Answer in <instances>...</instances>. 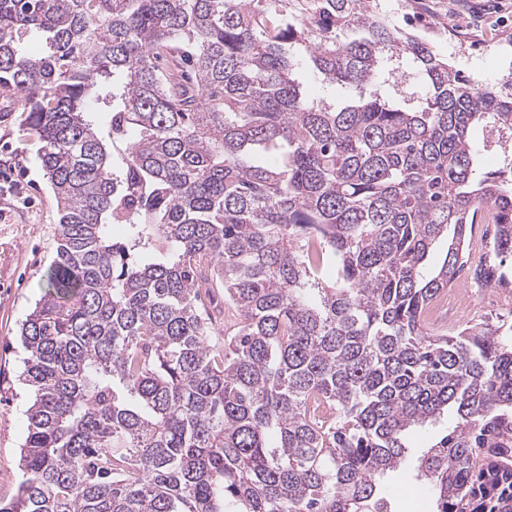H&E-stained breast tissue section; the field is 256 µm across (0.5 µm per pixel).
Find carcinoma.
Listing matches in <instances>:
<instances>
[{
  "mask_svg": "<svg viewBox=\"0 0 512 512\" xmlns=\"http://www.w3.org/2000/svg\"><path fill=\"white\" fill-rule=\"evenodd\" d=\"M372 2L0 0V91L61 212L0 512H389L407 432L445 409L434 512H512V310L425 328L465 270L512 287V162L477 179L471 142L512 131V94ZM306 64L339 95L309 99Z\"/></svg>",
  "mask_w": 512,
  "mask_h": 512,
  "instance_id": "1",
  "label": "carcinoma"
}]
</instances>
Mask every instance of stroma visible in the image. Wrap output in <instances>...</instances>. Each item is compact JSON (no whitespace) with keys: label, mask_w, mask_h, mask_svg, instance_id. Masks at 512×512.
<instances>
[{"label":"stroma","mask_w":512,"mask_h":512,"mask_svg":"<svg viewBox=\"0 0 512 512\" xmlns=\"http://www.w3.org/2000/svg\"><path fill=\"white\" fill-rule=\"evenodd\" d=\"M383 13L427 36L463 77L495 84L512 75V0H377ZM19 97L0 93V502L23 479L20 448L27 435L31 391L20 378L27 356L19 329L44 293L56 255L60 213L39 158L37 139L23 130ZM404 463L388 473L391 512H432L431 494L416 478L429 441L413 434Z\"/></svg>","instance_id":"1"}]
</instances>
